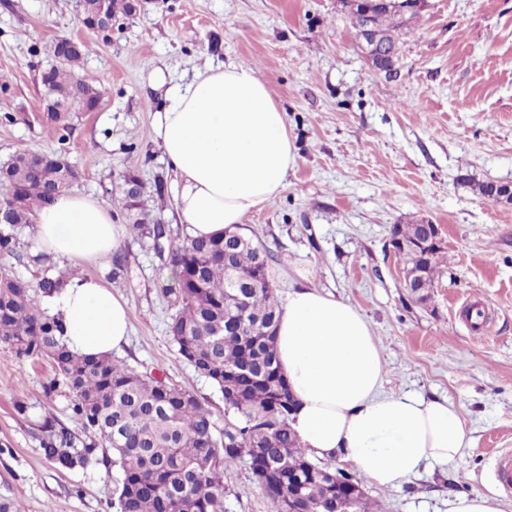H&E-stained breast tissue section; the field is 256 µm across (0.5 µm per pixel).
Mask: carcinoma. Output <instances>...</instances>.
Instances as JSON below:
<instances>
[{"instance_id":"1","label":"carcinoma","mask_w":512,"mask_h":512,"mask_svg":"<svg viewBox=\"0 0 512 512\" xmlns=\"http://www.w3.org/2000/svg\"><path fill=\"white\" fill-rule=\"evenodd\" d=\"M105 2L106 13L130 15L133 0H87L89 12ZM381 41L398 50L394 31L409 25L417 12L402 13L383 4L371 7ZM64 57L47 70L43 102L68 112H89L99 93L75 69L91 50ZM56 153L16 151L0 163V204L15 210V223L0 226V257L20 258L18 235L45 202L67 191ZM140 181L127 172L115 185L114 198L136 212L130 230L158 244L166 226L147 219L141 197L129 188ZM421 225L396 224L392 241L404 266L427 271L433 286L442 247L409 242ZM271 256L250 239L230 244L224 235L186 238L170 245L166 266L177 287L165 289L174 312L168 333L181 358L208 379L224 398L233 420L219 426L213 411L192 392L143 374L103 356L70 351L63 325L41 307L44 298L64 285L66 274L32 282L0 267V345L21 362L45 360L53 377L48 395L63 391L77 436L47 417L39 425L42 450L53 465L67 470L104 467L118 473L112 490L115 512H224V469L245 462L262 488L270 512H336V493L345 512H369L361 496L344 488L345 471L315 462L289 424L295 399L280 371L275 328L280 305L271 281Z\"/></svg>"}]
</instances>
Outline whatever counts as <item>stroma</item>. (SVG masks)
<instances>
[{"mask_svg":"<svg viewBox=\"0 0 512 512\" xmlns=\"http://www.w3.org/2000/svg\"><path fill=\"white\" fill-rule=\"evenodd\" d=\"M392 73L374 69L339 0H140L109 36L83 27L74 0H0V162L21 149L58 152L79 171L74 193L130 214L110 190L126 171L145 208L185 237L176 176L154 132L167 84L198 69H256L285 112L297 159L286 189L244 221L272 255L275 293L286 300L301 275L352 304L372 325L386 360L384 388L448 398L474 448L453 466L422 471L399 489L363 485L375 512H447L452 494L481 491L512 512L495 479L512 453V204L476 195L471 183L512 185V0H428L398 31ZM59 37L93 51L80 76L101 92L93 112L51 122L42 71ZM437 224L444 258L430 298L402 285L389 249L397 224ZM124 269L84 264L132 312L117 360L193 392L224 416V401L181 358L167 332L171 285L150 240L127 234ZM44 362H19L0 346V499L22 512H113L104 469L60 470L44 456L38 423L70 424L67 400L46 395ZM26 413H18L16 403ZM225 512H269L245 463L224 473Z\"/></svg>","mask_w":512,"mask_h":512,"instance_id":"obj_1","label":"stroma"}]
</instances>
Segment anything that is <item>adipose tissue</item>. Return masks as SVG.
<instances>
[{"mask_svg": "<svg viewBox=\"0 0 512 512\" xmlns=\"http://www.w3.org/2000/svg\"><path fill=\"white\" fill-rule=\"evenodd\" d=\"M156 133L179 177V221L193 238L266 207L296 163L285 114L247 65L208 68L169 87ZM35 223L39 249L67 265L102 260L126 236L109 204L68 192L40 208ZM43 307L79 355H111L129 335V307L91 276L74 277ZM276 349L296 398L290 425L309 455L342 458L366 482L398 488L427 464L449 465L472 449L454 403L383 391L386 362L370 323L314 282L289 292Z\"/></svg>", "mask_w": 512, "mask_h": 512, "instance_id": "ef3b65f1", "label": "adipose tissue"}]
</instances>
